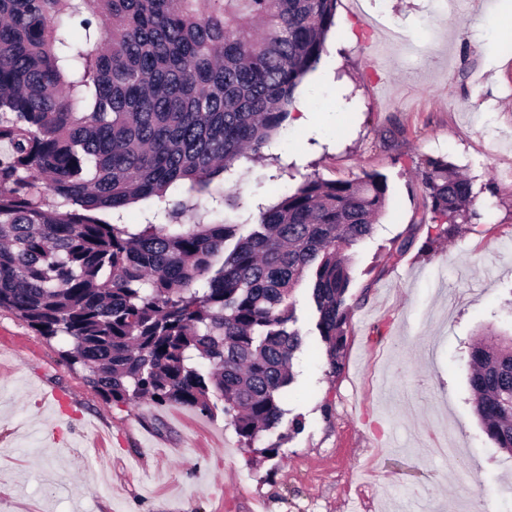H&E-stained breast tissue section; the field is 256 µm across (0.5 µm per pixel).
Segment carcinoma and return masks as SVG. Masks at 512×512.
<instances>
[{
  "label": "carcinoma",
  "instance_id": "obj_1",
  "mask_svg": "<svg viewBox=\"0 0 512 512\" xmlns=\"http://www.w3.org/2000/svg\"><path fill=\"white\" fill-rule=\"evenodd\" d=\"M337 0H0V309L115 404L222 411L243 447L286 414L306 283L328 374L350 327L352 256L387 179L313 173L274 203L240 183L325 52ZM82 32L74 39L68 28ZM418 227L481 219L442 157ZM144 202L141 221L127 206ZM472 407L512 455V337L470 351Z\"/></svg>",
  "mask_w": 512,
  "mask_h": 512
}]
</instances>
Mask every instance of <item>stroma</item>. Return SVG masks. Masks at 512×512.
Returning a JSON list of instances; mask_svg holds the SVG:
<instances>
[{
	"label": "stroma",
	"mask_w": 512,
	"mask_h": 512,
	"mask_svg": "<svg viewBox=\"0 0 512 512\" xmlns=\"http://www.w3.org/2000/svg\"><path fill=\"white\" fill-rule=\"evenodd\" d=\"M396 34L424 64L393 55L374 66ZM511 34L512 0H337L321 64L296 94L309 124L288 123L240 189L268 203L310 173L376 171L389 200L351 249L336 376L307 287L293 293L310 347L293 361L282 425L258 442H279L274 458L246 452L223 412L105 401L57 343L0 309V512H512V455L484 433L468 383L479 335L512 333L501 309L512 298V183L494 175L512 162ZM429 157L471 177L483 219L377 275L422 213L415 172Z\"/></svg>",
	"instance_id": "obj_1"
}]
</instances>
